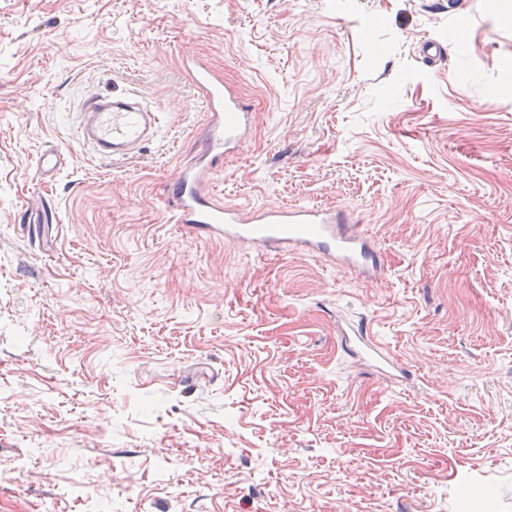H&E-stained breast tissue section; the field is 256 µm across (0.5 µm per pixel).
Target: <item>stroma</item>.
Wrapping results in <instances>:
<instances>
[{
	"instance_id": "35a3bbf8",
	"label": "stroma",
	"mask_w": 512,
	"mask_h": 512,
	"mask_svg": "<svg viewBox=\"0 0 512 512\" xmlns=\"http://www.w3.org/2000/svg\"><path fill=\"white\" fill-rule=\"evenodd\" d=\"M190 56L253 111L214 191L345 210L382 282L175 224L163 187L209 122ZM126 93L159 135L96 157L80 107ZM46 151L62 165L40 178ZM465 481L512 512L495 0H0V512H459ZM344 336L347 340H353L356 348L367 358L373 361L382 371L397 379L408 376V371L401 365H396L388 359L381 348L372 340L371 336Z\"/></svg>"
}]
</instances>
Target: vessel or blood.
<instances>
[{"label": "vessel or blood", "mask_w": 512, "mask_h": 512, "mask_svg": "<svg viewBox=\"0 0 512 512\" xmlns=\"http://www.w3.org/2000/svg\"><path fill=\"white\" fill-rule=\"evenodd\" d=\"M194 80L209 114V133L198 163L181 168L170 184L176 223L196 238H224L248 250L318 253L331 265L375 279L382 265L370 241L343 212L312 206L230 207L208 191L209 175L224 155L238 150L245 141L250 114L246 104L205 65L195 66ZM158 118V112L137 95L97 96L83 104L77 134L98 156L122 158L156 138ZM353 342L385 373L406 377V369L390 361L371 337L359 335Z\"/></svg>", "instance_id": "obj_1"}]
</instances>
